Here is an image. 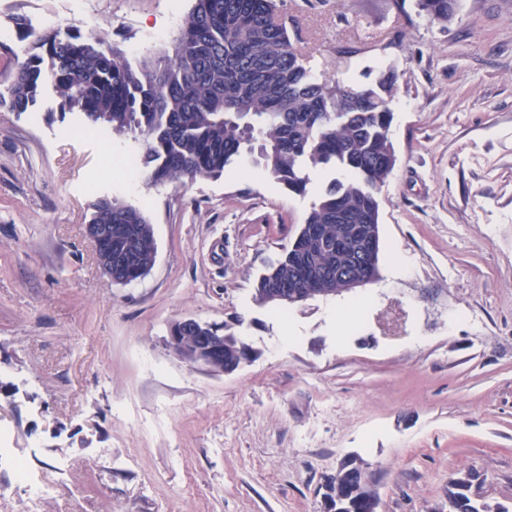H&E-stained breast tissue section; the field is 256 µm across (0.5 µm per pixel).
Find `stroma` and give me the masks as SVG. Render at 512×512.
<instances>
[{"label":"stroma","mask_w":512,"mask_h":512,"mask_svg":"<svg viewBox=\"0 0 512 512\" xmlns=\"http://www.w3.org/2000/svg\"><path fill=\"white\" fill-rule=\"evenodd\" d=\"M195 0H0V91L26 44L78 27L132 66L172 53ZM312 74L393 72L395 168L379 192L377 278L279 318L257 277L296 238L305 193L250 156L218 179L131 174L146 144L62 112L45 89L0 108V429L42 486L0 463V512H327L325 482L363 463L378 512H448L474 472L512 506V0H460L443 25L391 0H276ZM115 197L154 229L155 261L108 281L86 226ZM195 318L256 357L230 374L166 345Z\"/></svg>","instance_id":"1"}]
</instances>
